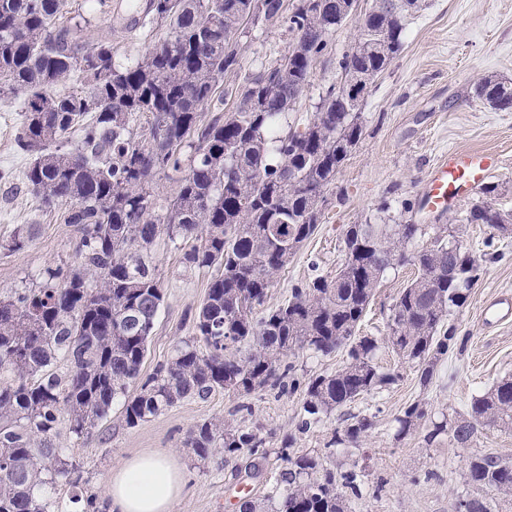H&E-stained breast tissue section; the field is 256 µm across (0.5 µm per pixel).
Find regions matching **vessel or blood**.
Listing matches in <instances>:
<instances>
[{"instance_id": "1", "label": "vessel or blood", "mask_w": 512, "mask_h": 512, "mask_svg": "<svg viewBox=\"0 0 512 512\" xmlns=\"http://www.w3.org/2000/svg\"><path fill=\"white\" fill-rule=\"evenodd\" d=\"M500 163L497 153L490 151H449L447 157L431 172L419 207L438 212L464 198L480 182L493 173Z\"/></svg>"}]
</instances>
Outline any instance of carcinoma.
Returning a JSON list of instances; mask_svg holds the SVG:
<instances>
[{
	"instance_id": "cac0c4a2",
	"label": "carcinoma",
	"mask_w": 512,
	"mask_h": 512,
	"mask_svg": "<svg viewBox=\"0 0 512 512\" xmlns=\"http://www.w3.org/2000/svg\"><path fill=\"white\" fill-rule=\"evenodd\" d=\"M66 0H0V92L22 93L23 119L14 142L30 157L27 188L45 202L68 206L76 227L77 263L48 266L34 288L0 293V512H50L49 487L65 483L81 512H102L84 488L85 465L59 444L60 425L79 440L121 405V422L138 426L188 398L217 390L251 396L283 386L284 357L297 351L346 353L330 374L305 379L297 429L310 430L333 412L396 383L399 374L374 362L378 342L359 334L375 289L387 271L411 265L415 277L390 308L387 341L428 386L437 362L457 345L448 316L463 308L486 256H476L440 228L431 244L419 224H352L345 261L332 276L292 289L288 300L263 310L275 276L320 224L326 194L363 135L368 85L404 46L407 22L422 0H374L353 47L337 60L340 83L319 96L312 118L284 129L310 85L314 63L332 52L329 35L349 14L346 0H145L140 27L168 37L136 62L115 64L112 46L89 44L78 26L62 21ZM259 23L286 17L302 48L239 85L236 107L204 120L219 78L236 69L246 16ZM76 79L79 93H49ZM475 97L512 110V81L481 78ZM79 144L67 147V134ZM180 171L168 205L150 187L165 171ZM497 185L467 217L502 233L508 217L495 209ZM32 224H21L0 250H25ZM160 239L181 251L189 270L215 271L193 316L194 335L165 362L142 373L164 301L150 252ZM428 418L423 400L397 418L396 437L417 432ZM372 421L359 415L329 446L357 447ZM483 427L512 431V380L475 397L467 416L433 424L431 446L447 435L472 443ZM280 485L263 503L245 500L239 512H357L356 471L337 473L309 453L289 452ZM183 447L201 461L264 460L257 426L212 417L191 427ZM466 482L480 498H462L457 512H491L512 497V460L497 452L475 456Z\"/></svg>"
}]
</instances>
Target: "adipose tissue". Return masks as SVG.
Returning a JSON list of instances; mask_svg holds the SVG:
<instances>
[{
	"mask_svg": "<svg viewBox=\"0 0 512 512\" xmlns=\"http://www.w3.org/2000/svg\"><path fill=\"white\" fill-rule=\"evenodd\" d=\"M109 512H173L185 494L179 465L166 453L125 460L107 480Z\"/></svg>",
	"mask_w": 512,
	"mask_h": 512,
	"instance_id": "ef3b65f1",
	"label": "adipose tissue"
}]
</instances>
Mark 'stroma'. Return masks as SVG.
Returning a JSON list of instances; mask_svg holds the SVG:
<instances>
[{"mask_svg":"<svg viewBox=\"0 0 512 512\" xmlns=\"http://www.w3.org/2000/svg\"><path fill=\"white\" fill-rule=\"evenodd\" d=\"M358 4V12L330 36L332 56L316 61L309 88L288 115L292 126L304 127L322 91L336 83V58L353 45L362 14L373 0ZM66 16L80 21L86 41L111 44L115 61L122 65L152 50L161 37L160 32L143 29L117 31L109 20L91 12L88 0H67ZM241 42L237 69L219 82L226 100L205 106L204 116L234 108L237 85L284 55L293 36L282 23L250 25ZM485 76L512 80V0H427L425 10L407 27L401 53L368 86L362 139L327 194L320 224L280 272L267 297L268 306H276L293 286L335 273L344 259L348 225L419 223L430 235L448 227L463 247L491 254L492 259L484 264L466 305L449 318L465 344L449 350L437 363L430 386L422 387L413 366L380 347L378 365L398 372L400 378L387 391L354 405V412L367 414L373 422L363 445L342 446L331 455L325 448L334 430L343 428L344 415L335 412L309 431L297 432L303 398L299 388L243 399L219 391L205 400H183L133 428L121 424L115 409L88 438L60 437L61 445L84 461L89 492L105 497L113 468L129 457L164 451L177 460L187 478V493L174 512H239L242 500H256L272 490L283 468L276 452L284 436L292 433L293 451L321 454L326 466L339 472H361L366 487L359 512H456L459 497L478 496V489L465 482L471 459L487 450L512 458V432L484 428L465 448L446 437L429 447L422 434L399 440L395 432L398 417L413 401L425 400L433 420L452 418L466 414L473 397L512 377V316L499 319L490 314L491 309L512 305V234L468 223L473 204L469 197L448 213L425 220L417 208L431 170L449 150H486L500 157L498 169L489 177L498 186L493 205L512 214V111L492 110L474 98V85ZM21 121L19 99L0 96V240L10 237L17 225L35 227L25 251L0 253L1 292L32 285L47 265L76 260L75 230L65 221L66 206L44 205L22 187L29 159L15 149ZM152 257L166 298L142 366L146 373L192 336L189 314L203 300L212 277L208 270L185 269L169 246L156 245ZM414 273V267L405 266L384 276L362 323V335L379 340L386 336L388 309ZM213 416L260 426L268 458L256 465L246 458L198 461L182 441L192 426Z\"/></svg>","mask_w":512,"mask_h":512,"instance_id":"obj_1","label":"stroma"}]
</instances>
